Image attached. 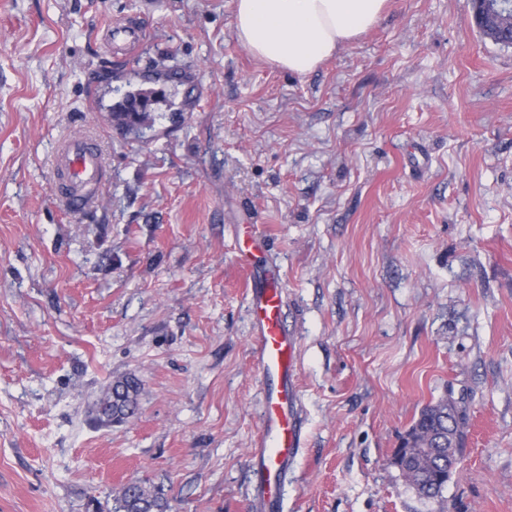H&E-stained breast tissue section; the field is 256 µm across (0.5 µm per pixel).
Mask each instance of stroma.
I'll return each mask as SVG.
<instances>
[{
	"instance_id": "stroma-1",
	"label": "stroma",
	"mask_w": 512,
	"mask_h": 512,
	"mask_svg": "<svg viewBox=\"0 0 512 512\" xmlns=\"http://www.w3.org/2000/svg\"><path fill=\"white\" fill-rule=\"evenodd\" d=\"M125 18L148 30L127 64ZM138 87L140 137L109 117ZM73 134L109 175L77 219L51 188ZM269 266L304 420L284 512H435L392 459L446 396L467 408L446 512H512V46L470 0H388L303 76L249 54L232 0H0V512H112L132 480L168 512H255ZM124 376L136 415L97 425ZM108 41L111 50L113 43L117 50L125 51L119 60L128 61L130 54L126 51L143 45L146 41V29L136 19L116 20L108 30ZM246 232L242 245L238 246L237 261L246 268L250 269L255 257V251L260 250L264 235L261 234L254 224H245Z\"/></svg>"
}]
</instances>
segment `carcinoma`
Returning a JSON list of instances; mask_svg holds the SVG:
<instances>
[{
  "mask_svg": "<svg viewBox=\"0 0 512 512\" xmlns=\"http://www.w3.org/2000/svg\"><path fill=\"white\" fill-rule=\"evenodd\" d=\"M113 122L127 131H139L151 123L148 112H126L119 102L112 113ZM140 384L125 376L112 382L96 405L100 423H123L138 410ZM466 437V408L462 402L442 398L421 409L418 417L401 439L393 457L405 484L416 495L435 502L445 512L443 492L453 470L448 456L460 452ZM168 504L160 489L140 482L130 483L114 498L113 512H167Z\"/></svg>",
  "mask_w": 512,
  "mask_h": 512,
  "instance_id": "obj_1",
  "label": "carcinoma"
}]
</instances>
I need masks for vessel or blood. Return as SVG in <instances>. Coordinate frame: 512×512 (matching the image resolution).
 <instances>
[{
  "label": "vessel or blood",
  "mask_w": 512,
  "mask_h": 512,
  "mask_svg": "<svg viewBox=\"0 0 512 512\" xmlns=\"http://www.w3.org/2000/svg\"><path fill=\"white\" fill-rule=\"evenodd\" d=\"M108 40L119 50L142 46L145 28L135 20L114 21ZM107 169L97 143L84 135L60 142L54 157L53 192L64 211L76 216L86 213L103 194ZM264 240L255 225H247L237 261L251 268ZM280 271L267 268L252 289L253 354L265 376L262 427L254 440V491L260 512H282L284 479L302 446V420L298 412L295 384L296 344L283 320V291Z\"/></svg>",
  "instance_id": "vessel-or-blood-1"
}]
</instances>
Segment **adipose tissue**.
Segmentation results:
<instances>
[{
	"label": "adipose tissue",
	"mask_w": 512,
	"mask_h": 512,
	"mask_svg": "<svg viewBox=\"0 0 512 512\" xmlns=\"http://www.w3.org/2000/svg\"><path fill=\"white\" fill-rule=\"evenodd\" d=\"M387 0H234L238 40L256 59L305 75L379 21Z\"/></svg>",
	"instance_id": "obj_1"
}]
</instances>
